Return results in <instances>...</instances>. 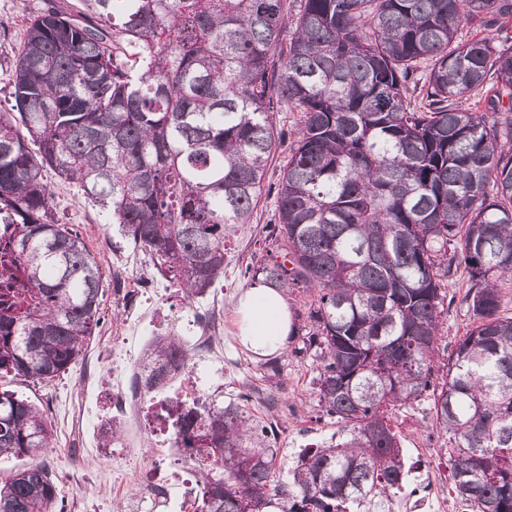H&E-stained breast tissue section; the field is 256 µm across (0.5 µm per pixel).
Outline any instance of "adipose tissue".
Wrapping results in <instances>:
<instances>
[{"mask_svg": "<svg viewBox=\"0 0 512 512\" xmlns=\"http://www.w3.org/2000/svg\"><path fill=\"white\" fill-rule=\"evenodd\" d=\"M238 336L241 343L260 355L286 347L291 318L283 295L263 285L249 288L238 299Z\"/></svg>", "mask_w": 512, "mask_h": 512, "instance_id": "obj_1", "label": "adipose tissue"}]
</instances>
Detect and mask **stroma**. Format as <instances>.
I'll use <instances>...</instances> for the list:
<instances>
[{"instance_id":"obj_1","label":"stroma","mask_w":512,"mask_h":512,"mask_svg":"<svg viewBox=\"0 0 512 512\" xmlns=\"http://www.w3.org/2000/svg\"><path fill=\"white\" fill-rule=\"evenodd\" d=\"M48 0H0V102L8 98L11 87L7 76L13 51L19 44L27 16L46 7ZM297 113L277 115L281 132L276 152L268 167L265 187L254 210L251 223L243 225L227 243L224 277L194 307H186L177 289H170L159 307L168 318L178 320L177 334L192 336L194 322H205L212 309L224 317V368L203 370L201 393L227 401L241 398L247 411L275 427L278 450L275 476L286 480L300 451L305 446L341 441L346 429L336 418L320 412L313 382L320 361L313 352L301 348L302 333L313 323L311 314L318 306V293L299 285L289 286L285 299L299 336L290 338L288 347L270 357H259L245 349L236 336L237 301L248 288L245 269H258L272 263L281 253L275 237L268 233L274 220V186L288 158L292 138L289 134ZM44 180L52 195V214L57 223L68 225L98 262L103 275L100 295V321L86 341L77 362L69 371L51 382H33L8 375L0 377V391L11 390L43 408L53 427L52 450L46 461L58 487L55 503L60 512H109L113 502L135 496L148 478L161 485L169 483V467L157 463L156 450L142 427L134 422L124 426V442L133 446L141 460L130 479L114 480L117 462L111 449L101 447V426L111 414L112 362L121 349L114 341L125 307L139 302V295L115 291L113 281L120 272L112 266V249L123 250L139 274L141 287H154L163 274L148 252L124 237L111 217L92 206L74 184L45 170ZM471 286L466 270H458L446 289L441 335V356H448L456 343L466 336L476 319L464 301ZM277 362L278 375H271L269 362ZM407 464L414 469L447 471L449 445L435 428L431 396L390 411Z\"/></svg>"}]
</instances>
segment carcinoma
I'll return each mask as SVG.
<instances>
[{"instance_id": "obj_1", "label": "carcinoma", "mask_w": 512, "mask_h": 512, "mask_svg": "<svg viewBox=\"0 0 512 512\" xmlns=\"http://www.w3.org/2000/svg\"><path fill=\"white\" fill-rule=\"evenodd\" d=\"M512 18V0H301L279 55L284 0H51L29 16L0 107V374L50 382L92 336L103 273L51 217L44 169L76 184L149 252L189 303L224 278L226 243L251 221L279 112L299 113L276 186L275 288L319 292V406L341 442L306 448L275 480L266 425L233 401L172 404L201 462L196 512L385 509L405 464L388 411L432 392L457 494L512 512V45L461 32ZM419 95L410 93V86ZM493 92L483 111L462 99ZM37 146L32 153L30 145ZM476 322L439 358L458 269ZM194 350L156 337L136 373L159 390ZM122 436L114 418L102 447ZM52 425L0 392V512H48Z\"/></svg>"}]
</instances>
